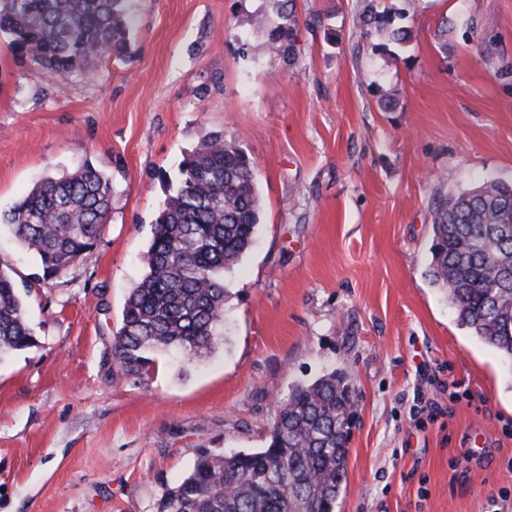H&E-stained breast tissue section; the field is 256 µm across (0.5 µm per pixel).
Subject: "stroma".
Segmentation results:
<instances>
[{
    "mask_svg": "<svg viewBox=\"0 0 512 512\" xmlns=\"http://www.w3.org/2000/svg\"><path fill=\"white\" fill-rule=\"evenodd\" d=\"M295 4L291 61L253 27L269 0H130L125 53L82 75L0 35V213L86 162L112 184L59 277L0 226L37 339L0 359V512H154L198 449L264 447L277 397L334 370L357 412L336 512H486L512 490V365L426 277L434 200L512 179V0H411L404 45L363 38L357 0ZM209 132L250 157L261 203L222 339L113 375L165 180Z\"/></svg>",
    "mask_w": 512,
    "mask_h": 512,
    "instance_id": "35a3bbf8",
    "label": "stroma"
}]
</instances>
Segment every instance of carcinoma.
Returning <instances> with one entry per match:
<instances>
[{
  "mask_svg": "<svg viewBox=\"0 0 512 512\" xmlns=\"http://www.w3.org/2000/svg\"><path fill=\"white\" fill-rule=\"evenodd\" d=\"M129 0H0V33L48 76L83 71L92 57L120 52L132 26ZM287 25L269 27L268 49L294 59V0H272ZM407 9L357 0L363 35L412 38ZM142 254L112 347L116 374L142 379L155 355L176 351L191 363L221 340L226 274L250 250L260 225L254 164L233 141L207 134L181 162ZM112 209V186L89 163L46 176L9 211L6 226L33 253L42 279L67 273L98 242ZM428 276L457 322L512 363V181L484 180L434 202ZM36 339L14 270L0 266V357ZM355 404L342 374L294 385L278 398L267 445L217 455L201 448L192 467L166 487L155 512H335L346 489L349 425Z\"/></svg>",
  "mask_w": 512,
  "mask_h": 512,
  "instance_id": "1",
  "label": "carcinoma"
}]
</instances>
